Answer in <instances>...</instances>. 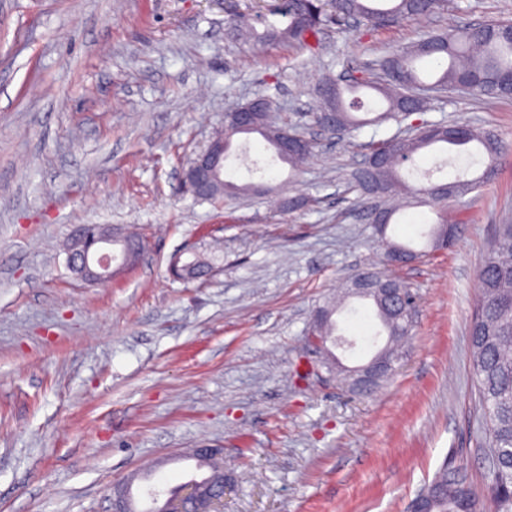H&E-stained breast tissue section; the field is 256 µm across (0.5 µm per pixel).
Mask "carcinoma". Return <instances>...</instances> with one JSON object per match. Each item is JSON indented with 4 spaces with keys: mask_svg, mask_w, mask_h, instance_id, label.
<instances>
[{
    "mask_svg": "<svg viewBox=\"0 0 512 512\" xmlns=\"http://www.w3.org/2000/svg\"><path fill=\"white\" fill-rule=\"evenodd\" d=\"M453 0H282L279 14L288 19L284 28H269L262 37V46L284 42L309 45L327 26L346 25L350 20L364 21L371 27L389 22L427 18L451 8ZM512 21L490 20L481 26H454L442 34L429 33L411 46L382 56L377 60L379 72L367 73L357 59L341 61V74L319 78L324 88L322 109L316 114L336 111V134H349L365 125H379L408 112L426 111L423 97L410 99L413 90L424 86L417 63L427 60L440 67L439 76L428 84L442 90L463 86L467 91L489 102L512 97ZM368 88L386 102L382 112L372 118H360L355 111L361 101H345L344 94ZM271 108L257 110L254 125L246 133L267 136L277 145L284 131L271 129ZM434 145L470 152L474 148L488 159L480 174L468 172L457 176L452 186L463 196L489 181L497 171V161L506 153V146L494 134L480 132L467 125H427L409 137L393 136L371 148L369 157L382 156L384 165L373 166L359 179L370 183L378 194L395 188L406 190L415 199L425 198L437 208L438 221L430 231V243L438 248L441 225L448 223L445 200L431 193L432 186L413 187L407 184L400 169L419 151ZM246 188L223 181L214 192L201 198L213 202L225 196H236ZM479 298L469 324L471 370L478 394L482 424L486 435V456L492 460L491 480L482 492L467 480L461 464L441 467L424 487L428 496L422 500L426 512H512V221L497 225L478 269ZM376 316L388 336L384 350L390 357H399L394 341L410 334L413 317H396L384 310L374 296H369ZM337 308L328 305L318 310L321 335L336 345Z\"/></svg>",
    "mask_w": 512,
    "mask_h": 512,
    "instance_id": "carcinoma-1",
    "label": "carcinoma"
}]
</instances>
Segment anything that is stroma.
<instances>
[{"label": "stroma", "instance_id": "obj_1", "mask_svg": "<svg viewBox=\"0 0 512 512\" xmlns=\"http://www.w3.org/2000/svg\"><path fill=\"white\" fill-rule=\"evenodd\" d=\"M379 29L328 28L311 47L257 54L276 0H0V512H112L142 469L172 482L173 456L219 448L223 512H407L444 462L490 482L470 370L477 272L512 221V99L431 97L424 118L490 131L511 151L492 181L449 202L461 232L426 251L427 205L394 216L385 238L421 251L389 269L369 216L381 196L357 174L395 121L344 140L319 136L296 178L264 138L238 135L224 178L265 194L197 203L180 189L189 157L224 113L264 93L275 123L304 130L318 76L368 61L454 22L512 20V0ZM245 12L253 34L228 30ZM410 184L478 174L482 156L421 153ZM301 206L289 207L292 198ZM112 224L147 243L109 282L75 279L63 245L75 226ZM221 259L210 276L168 273L190 249ZM393 273L416 298L397 371L368 395L319 368L315 310L353 271ZM375 352L377 321L351 301L337 315Z\"/></svg>", "mask_w": 512, "mask_h": 512}]
</instances>
